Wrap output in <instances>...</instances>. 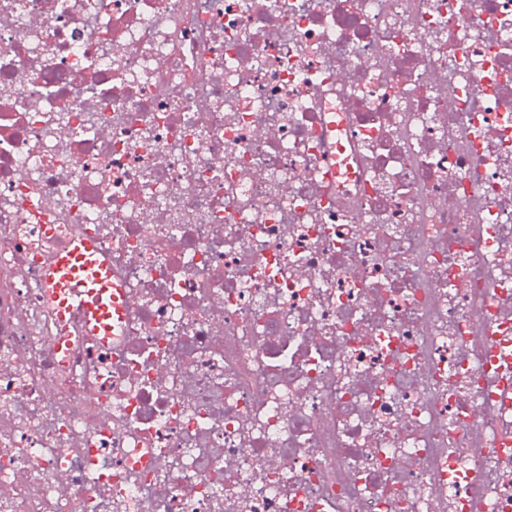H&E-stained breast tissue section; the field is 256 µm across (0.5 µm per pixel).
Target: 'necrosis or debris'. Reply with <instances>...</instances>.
I'll return each mask as SVG.
<instances>
[{
    "instance_id": "necrosis-or-debris-1",
    "label": "necrosis or debris",
    "mask_w": 512,
    "mask_h": 512,
    "mask_svg": "<svg viewBox=\"0 0 512 512\" xmlns=\"http://www.w3.org/2000/svg\"><path fill=\"white\" fill-rule=\"evenodd\" d=\"M0 512H512V0H0ZM48 298L58 317L65 318L80 302L91 333L111 336L125 318L123 293L113 288L106 255L87 239L74 241L55 255L47 269Z\"/></svg>"
}]
</instances>
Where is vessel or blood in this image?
I'll list each match as a JSON object with an SVG mask.
<instances>
[{"mask_svg":"<svg viewBox=\"0 0 512 512\" xmlns=\"http://www.w3.org/2000/svg\"><path fill=\"white\" fill-rule=\"evenodd\" d=\"M48 298L58 317L81 304L91 332L111 335L125 318L123 293L112 285V273L102 250L87 239L74 241L55 255L47 269Z\"/></svg>","mask_w":512,"mask_h":512,"instance_id":"obj_1","label":"vessel or blood"}]
</instances>
